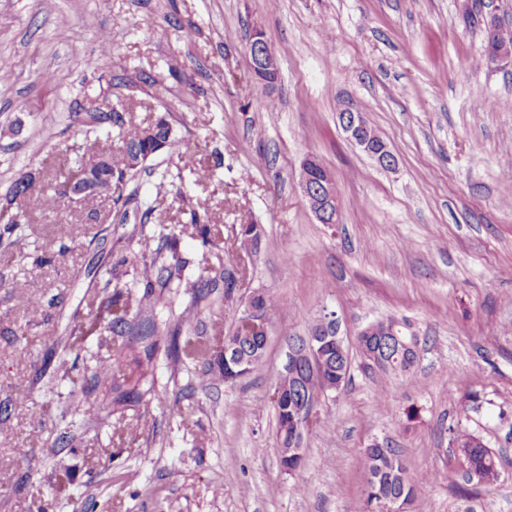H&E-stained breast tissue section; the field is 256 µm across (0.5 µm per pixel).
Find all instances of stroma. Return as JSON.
Listing matches in <instances>:
<instances>
[{"mask_svg": "<svg viewBox=\"0 0 512 512\" xmlns=\"http://www.w3.org/2000/svg\"><path fill=\"white\" fill-rule=\"evenodd\" d=\"M493 23L512 28V0H0V195L27 171L45 185L67 176L77 118L101 103L135 125L168 115L175 142L197 144L152 155L138 202L34 208L24 252L0 245V402L11 403L0 512H362V450L376 438L401 448L410 472L438 476L410 512H512V109L499 106L512 100V56L489 59ZM257 28L279 59L271 93L250 72ZM347 106L389 144L395 169L346 138ZM308 153L335 178L339 223H319L301 196ZM190 206L208 214L216 253L183 232ZM251 221L264 229L254 253L234 243ZM164 230L180 237L185 277L216 283L179 344L223 351L261 290L280 302L262 367L200 388L205 357L167 356L171 311L191 301L181 292L153 311V381L137 383L125 360L116 371L140 399L113 404L97 382L96 360L119 340L95 333L71 358L102 407L70 409L51 340L96 315L109 294L100 263L133 285ZM63 242L64 256L41 262ZM28 296L50 301L45 318L31 319ZM327 314L349 345L369 323L406 320L420 360L380 390L354 366L315 406L336 430L307 434L291 477L268 395L293 337ZM20 389L29 396L14 401ZM452 425L496 456V482L466 480Z\"/></svg>", "mask_w": 512, "mask_h": 512, "instance_id": "35a3bbf8", "label": "stroma"}]
</instances>
